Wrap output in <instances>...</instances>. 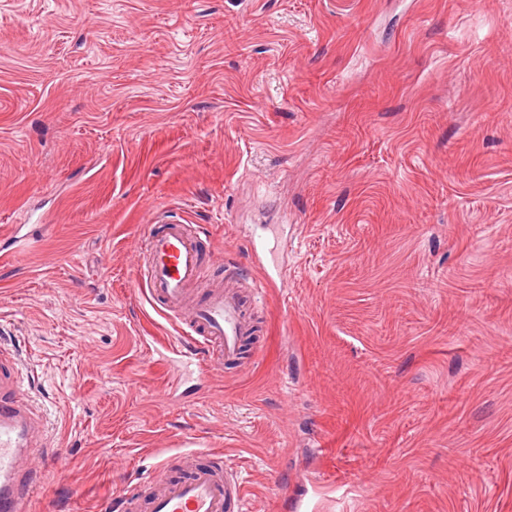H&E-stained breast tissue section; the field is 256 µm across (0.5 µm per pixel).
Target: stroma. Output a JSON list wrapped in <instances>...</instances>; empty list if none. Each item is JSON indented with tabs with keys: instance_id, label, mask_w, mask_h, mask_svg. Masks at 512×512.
<instances>
[{
	"instance_id": "stroma-1",
	"label": "stroma",
	"mask_w": 512,
	"mask_h": 512,
	"mask_svg": "<svg viewBox=\"0 0 512 512\" xmlns=\"http://www.w3.org/2000/svg\"><path fill=\"white\" fill-rule=\"evenodd\" d=\"M260 282L241 366L170 362L154 215ZM0 351L29 512L196 450L242 512H512V0H0ZM277 225L284 288L254 244Z\"/></svg>"
}]
</instances>
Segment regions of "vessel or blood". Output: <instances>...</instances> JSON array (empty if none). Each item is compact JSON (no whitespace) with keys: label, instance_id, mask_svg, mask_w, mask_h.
Listing matches in <instances>:
<instances>
[{"label":"vessel or blood","instance_id":"obj_1","mask_svg":"<svg viewBox=\"0 0 512 512\" xmlns=\"http://www.w3.org/2000/svg\"><path fill=\"white\" fill-rule=\"evenodd\" d=\"M203 233V226L179 220L146 224L149 266L141 285L152 302L176 314L182 324V334L171 347L173 355L193 361L199 375L206 376L242 359L254 326L238 293L214 288L193 295L192 286L210 260L199 244ZM9 372L6 358L0 356V512H28L36 471L27 462L35 457L38 431L29 408L6 391ZM181 458L184 476L151 480L149 512H233L242 503L244 487L237 472H216L198 463L192 452Z\"/></svg>","mask_w":512,"mask_h":512}]
</instances>
